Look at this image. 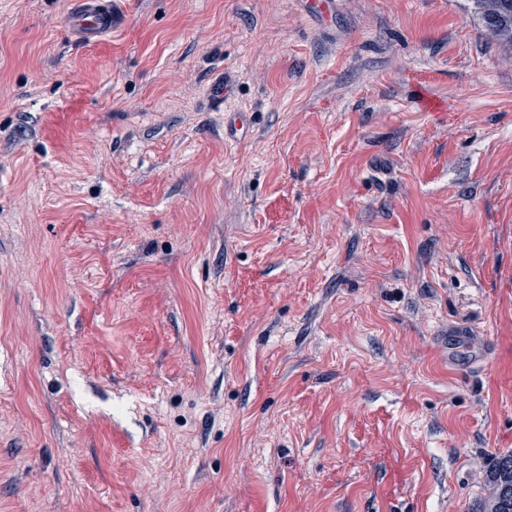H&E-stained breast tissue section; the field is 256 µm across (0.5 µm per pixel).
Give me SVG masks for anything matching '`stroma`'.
<instances>
[{
	"mask_svg": "<svg viewBox=\"0 0 512 512\" xmlns=\"http://www.w3.org/2000/svg\"><path fill=\"white\" fill-rule=\"evenodd\" d=\"M110 2L90 46L0 0V512H473L512 48L465 0Z\"/></svg>",
	"mask_w": 512,
	"mask_h": 512,
	"instance_id": "1",
	"label": "stroma"
}]
</instances>
